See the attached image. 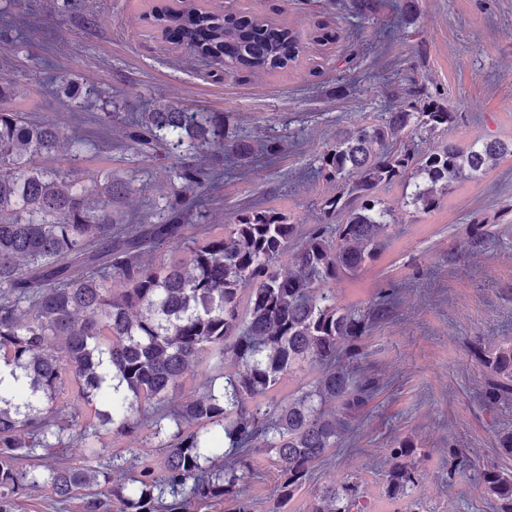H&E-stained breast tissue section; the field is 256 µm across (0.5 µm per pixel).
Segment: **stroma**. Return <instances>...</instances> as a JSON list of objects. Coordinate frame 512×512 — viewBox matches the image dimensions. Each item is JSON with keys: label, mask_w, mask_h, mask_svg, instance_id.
<instances>
[{"label": "stroma", "mask_w": 512, "mask_h": 512, "mask_svg": "<svg viewBox=\"0 0 512 512\" xmlns=\"http://www.w3.org/2000/svg\"><path fill=\"white\" fill-rule=\"evenodd\" d=\"M399 0H377L367 19L356 18L353 0H223L225 11H262L307 33L313 20L330 17L340 40L318 73L242 77L214 68L181 50L164 51L151 30L133 17L138 0H80L71 14L52 0H0V20L23 22L22 43L0 49V75L23 91L17 112L52 116L65 104L52 80L65 74L95 88L112 103L110 133L91 167L111 166L129 183L119 211L158 213L167 201L192 202L196 194L177 178L174 160L123 146L122 119L150 105L173 103L224 113V140L278 139L271 161L244 163L209 189L206 224H232L259 207L282 209L302 230L320 223L322 200L336 182L313 176L318 156L347 130L376 122L407 103L415 84L447 102L455 114L448 133L416 137L433 150L442 138L471 143L512 139V0H415L417 20L398 26ZM344 86L342 96L329 95ZM379 197L394 208V222L378 256L357 276L334 285L336 302L365 310L396 292L388 317L362 339L358 376L379 389L351 439L332 449L285 512H305L327 487L358 484L374 512H386L388 451L409 440L423 456L420 482L411 496L425 512H493L478 476L496 464L512 471L499 448L512 432V403L491 405L479 355L512 337V157L460 185L438 208L403 207L401 184L383 186ZM484 241L471 242L473 225ZM148 430L113 439L110 454L125 465L160 467ZM462 449L456 478L448 476V451ZM253 476L243 487L251 512H276L279 473L264 448L251 453Z\"/></svg>", "instance_id": "1"}]
</instances>
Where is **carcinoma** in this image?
I'll return each instance as SVG.
<instances>
[{
	"mask_svg": "<svg viewBox=\"0 0 512 512\" xmlns=\"http://www.w3.org/2000/svg\"><path fill=\"white\" fill-rule=\"evenodd\" d=\"M141 12L161 29L167 51L195 57L223 54L246 75L276 73L318 56L339 41L340 28L323 19L307 42L285 22L239 13L224 17L217 0H174L159 14ZM55 84L75 112L31 119L0 108V512L43 480L59 504L80 512H190L192 504L238 499L254 475L250 452L267 448L281 473L280 506L291 502L336 447L352 419L378 390L356 379L342 359L361 356V339L392 308L390 296L368 311L336 304L330 285L354 276L376 258L392 224L378 188L405 185L402 206L430 211L464 181L512 155V140L443 142L419 152L407 139L447 131L455 115L417 85L410 102L357 125L319 156L314 174L340 182L321 202L322 223L307 232L277 209H255L219 235L194 223L180 202L157 219L119 224L112 204L128 183L103 168L75 179L42 162L66 152L75 162L96 141L75 123L93 89L65 74ZM124 138L141 152L180 159L179 178L204 188L230 156L270 159L276 140L239 141L224 149V113L167 105L126 116ZM165 249L170 257L156 259ZM289 260H284V257ZM489 403L512 402V339L480 357ZM319 374L279 399L275 391L302 365ZM202 376L177 404L170 392ZM112 392V411L92 403ZM151 430L163 454L161 471H137L112 460L59 466L67 448ZM42 451L44 471L18 465ZM224 458V471L207 466ZM420 460L409 440L389 450L385 485L395 505L417 484ZM493 512H512V474L496 465L479 474ZM367 512L358 485L344 483L314 496L307 512Z\"/></svg>",
	"mask_w": 512,
	"mask_h": 512,
	"instance_id": "1",
	"label": "carcinoma"
}]
</instances>
